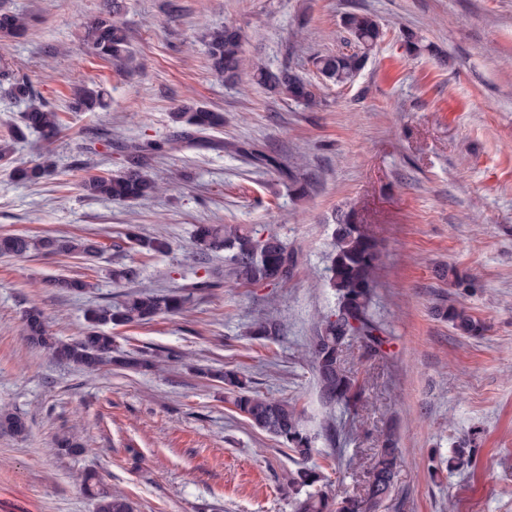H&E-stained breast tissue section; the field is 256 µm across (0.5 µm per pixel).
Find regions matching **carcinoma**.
I'll return each instance as SVG.
<instances>
[{
  "label": "carcinoma",
  "mask_w": 512,
  "mask_h": 512,
  "mask_svg": "<svg viewBox=\"0 0 512 512\" xmlns=\"http://www.w3.org/2000/svg\"><path fill=\"white\" fill-rule=\"evenodd\" d=\"M121 10V0H107L105 11L90 19L85 26V38L95 55L117 67L125 65L130 55L126 32L115 20ZM27 25L26 18L11 11H0V34L20 36L26 31ZM342 25L354 44L353 49L319 53L312 57L311 65L323 80L343 86L352 83L364 69L371 52L383 38V29L373 15L365 12L346 13ZM204 42L212 71L225 83H234L243 64L245 39L241 30L230 25L212 29L205 33ZM403 42L407 54L411 56L432 52L431 46L417 31H406ZM0 76L12 81V94L26 104L21 121L8 130L7 137L0 139V160L9 159L14 142L25 138L29 132L38 133L46 143L53 142L62 132L60 114L41 100L28 78L14 74L10 63L3 58H0ZM256 81L292 103L307 107L317 103L315 85L291 68L276 72L261 69L256 74ZM105 106L106 92L99 86L81 89L72 102L76 112H93ZM173 120L179 128L177 138L172 142L173 147L183 142L202 149L222 146L229 152L244 156L254 165L277 170L288 180L289 190L294 194H307L309 183L300 180L293 171L283 167L264 150L234 142L220 144L214 141L210 132L224 125L221 113L186 107L173 113ZM154 149L156 146L149 142L126 146L123 167L114 173L84 179L85 190L93 196L115 202L137 201L153 194L157 186L144 173V169L147 167L146 154ZM50 173L51 165L46 160L14 168V176L29 183H35ZM127 239L148 252L163 253L171 248L165 239L143 240L135 235H129ZM334 239V250L326 271L327 286L336 297V308L318 317L308 354L323 402L348 407L358 399L360 386L345 369L346 349L354 341L374 351L382 345V328L370 312L380 251L366 225L353 222L349 214L336 224ZM98 250V242L91 239H33L18 234L0 235V258L21 259L32 251L46 255L91 256ZM220 251L228 260L230 276L250 286L286 283L299 263L298 254L288 243L275 234L265 235L252 225H199L190 260L204 264L212 254ZM50 285L63 293H79L90 287L88 282L70 277L55 278ZM185 303L186 297L179 293H129L117 304L91 310L88 321L94 327L141 325L160 315L179 314L184 310ZM436 313L463 336L476 337L483 331L480 320L463 306L441 305L436 308ZM24 330L31 345L46 351L59 362L73 364L89 372L112 362L136 370L150 371L154 368V360L150 358L112 360L114 336L107 333L90 331L75 342L55 339L50 336L44 314L38 308L25 312ZM281 332L282 324L272 316L256 321L249 328V334L259 339L276 338ZM216 378L224 383L233 405L251 425L274 437L288 448L293 460L301 464L289 476V484L296 495L295 512H382L400 460L399 448L393 438L387 436L380 441L363 495L351 497L338 494L336 502L331 504L326 492L315 489L321 475L315 469L305 467L317 449L315 437L301 425L296 404L286 398L260 394L251 381L235 369L226 368ZM0 430L19 435L25 431L24 419L13 412H0ZM84 488L97 499V512H131L125 498L97 488L95 475L85 477Z\"/></svg>",
  "instance_id": "1"
}]
</instances>
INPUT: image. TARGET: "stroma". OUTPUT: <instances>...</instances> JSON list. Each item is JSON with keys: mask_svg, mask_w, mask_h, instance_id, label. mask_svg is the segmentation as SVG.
I'll return each instance as SVG.
<instances>
[{"mask_svg": "<svg viewBox=\"0 0 512 512\" xmlns=\"http://www.w3.org/2000/svg\"><path fill=\"white\" fill-rule=\"evenodd\" d=\"M105 0H0L22 14L24 37H0V57L28 77L65 127L53 143L30 134L0 161V234L92 238V257L0 258V408L27 431L0 432V512H95L81 473L125 495L134 512H293L288 450L243 417L206 368H234L264 394L295 402L315 436L312 463L329 494L361 495L379 439L401 460L386 512H512V0H124L135 60L120 71L98 58L85 24ZM375 15L385 31L352 84L317 82L319 106L283 101L258 85L253 64L309 76L315 53L349 50L345 13ZM233 25L250 62L236 85L215 78L200 40ZM434 51L408 56L405 29ZM96 84L107 105L69 108L75 87ZM223 113L214 139L274 154L310 190L296 197L273 170L228 151L154 154L148 172L164 189L135 204L87 196L83 180L117 170L110 141H163L181 106ZM50 154L36 183L15 164ZM369 225L381 252L371 312L386 342L360 344L345 367L362 387L356 406L326 405L305 349L318 313L336 299L325 282L341 213ZM198 224H251L298 252L287 284L250 287L188 259ZM165 238L147 255L128 232ZM135 271L116 285L113 269ZM455 269L457 278L445 277ZM87 280L70 295L56 276ZM214 287L200 290L202 279ZM178 291L183 315L112 328L114 352H176L158 371L104 367L88 374L29 347L22 316L38 307L50 332L85 333L88 309L139 289ZM464 305L486 330L458 335L436 306ZM280 320L275 340L246 335L258 318ZM335 441L326 438L327 428ZM86 447L64 456L58 437ZM464 464L447 466L459 444Z\"/></svg>", "mask_w": 512, "mask_h": 512, "instance_id": "stroma-1", "label": "stroma"}]
</instances>
